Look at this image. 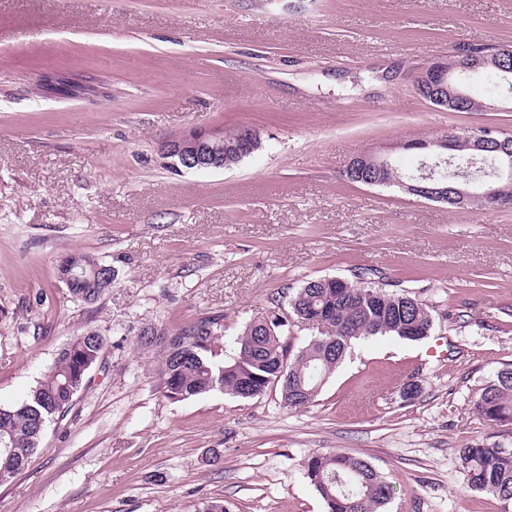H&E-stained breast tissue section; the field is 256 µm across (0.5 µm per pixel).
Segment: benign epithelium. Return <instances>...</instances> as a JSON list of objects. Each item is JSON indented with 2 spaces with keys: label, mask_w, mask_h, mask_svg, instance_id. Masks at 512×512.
<instances>
[{
  "label": "benign epithelium",
  "mask_w": 512,
  "mask_h": 512,
  "mask_svg": "<svg viewBox=\"0 0 512 512\" xmlns=\"http://www.w3.org/2000/svg\"><path fill=\"white\" fill-rule=\"evenodd\" d=\"M488 65L485 53L463 46L453 54L439 58L419 69L418 76L429 80L432 90L436 91L434 101L438 104L456 106L467 99V95L448 81V73H478ZM416 147L426 156L448 154V161H453L456 154L454 143L448 137H438L425 140ZM409 148L406 140L396 141L383 147L379 151H370L352 160L353 167L357 169L390 167L391 153ZM471 161L482 159L485 154L494 152L498 162V177L495 185L477 184L469 179L453 186H440L432 173H421L413 182L400 183L402 192L427 201L461 205L465 202L485 201L491 195L501 191V187L512 182V140L504 139L496 143L484 132L471 133ZM161 154L168 160L170 166L180 169H204L222 165L224 145L213 144L202 136L201 130L191 129L178 136L171 137L162 143Z\"/></svg>",
  "instance_id": "7a95c632"
}]
</instances>
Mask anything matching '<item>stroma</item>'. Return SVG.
Masks as SVG:
<instances>
[{"label":"stroma","mask_w":512,"mask_h":512,"mask_svg":"<svg viewBox=\"0 0 512 512\" xmlns=\"http://www.w3.org/2000/svg\"><path fill=\"white\" fill-rule=\"evenodd\" d=\"M461 43L512 44V0H0V407L76 336L107 340L67 417L0 482V512H325L305 461L332 451L387 476L383 512H504L467 486L459 450L512 444L475 409L512 362V205L344 176L398 139L512 133V95L448 112L416 93L420 67ZM241 126L262 144L229 169L176 171L159 151ZM74 251L118 272L97 303L57 279ZM367 266L433 304L436 327L356 341L308 408L272 389L169 399L136 344L217 311L234 338L304 281Z\"/></svg>","instance_id":"1"}]
</instances>
